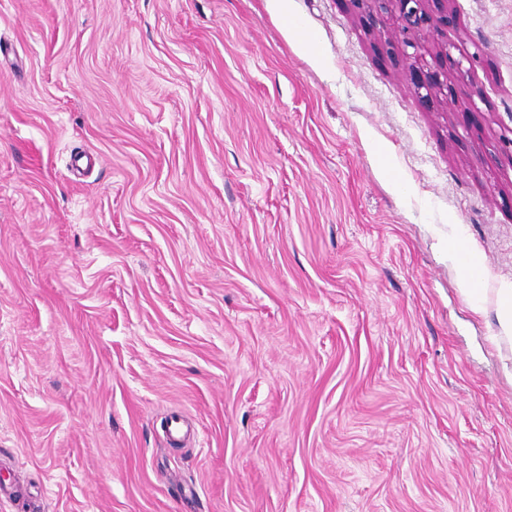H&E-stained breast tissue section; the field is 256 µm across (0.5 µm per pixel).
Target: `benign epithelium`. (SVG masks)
<instances>
[{"label": "benign epithelium", "mask_w": 512, "mask_h": 512, "mask_svg": "<svg viewBox=\"0 0 512 512\" xmlns=\"http://www.w3.org/2000/svg\"><path fill=\"white\" fill-rule=\"evenodd\" d=\"M371 2L381 13H397L402 50L413 60L408 69L407 78L413 86L415 95H420L423 89L428 91L440 85V73L425 70L419 62V56L427 27L434 20L442 26L447 24L448 16L441 15L436 19L433 18L426 9L429 0H371Z\"/></svg>", "instance_id": "1"}]
</instances>
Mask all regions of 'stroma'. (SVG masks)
Segmentation results:
<instances>
[{
	"instance_id": "1",
	"label": "stroma",
	"mask_w": 512,
	"mask_h": 512,
	"mask_svg": "<svg viewBox=\"0 0 512 512\" xmlns=\"http://www.w3.org/2000/svg\"><path fill=\"white\" fill-rule=\"evenodd\" d=\"M288 6L0 0V512H512V0ZM281 4V16L283 18L284 25L288 27L289 32L296 35L297 47L304 53L311 54L310 46L314 41V38L305 30L302 23L288 14V9L285 8L284 3L287 1L279 0ZM373 2L380 13H397L398 33L401 37L402 50L413 61L411 63L407 78L413 86L416 96L428 95V90L439 86L440 73L424 71L423 65L419 62V56L423 47V38L427 27L433 21V16L426 9L429 0H369ZM412 49V52H408ZM426 90V95L421 90ZM448 260L457 269L459 290L472 302L475 310H480L486 290L483 279V258L475 253H465L458 241L448 239ZM499 325L505 336L501 339L509 340L512 343V289H499Z\"/></svg>"
}]
</instances>
